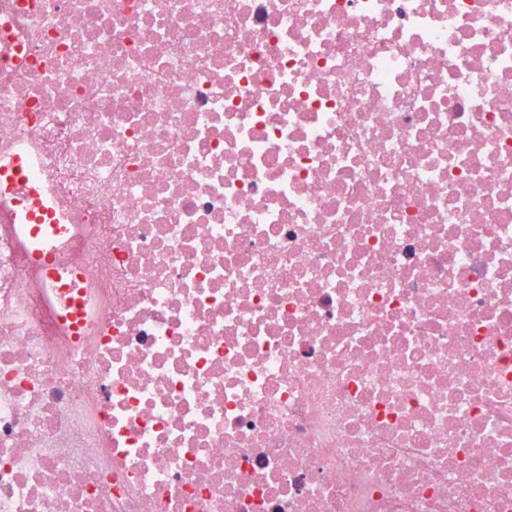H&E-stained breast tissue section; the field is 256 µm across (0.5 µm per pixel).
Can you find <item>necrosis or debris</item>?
I'll list each match as a JSON object with an SVG mask.
<instances>
[{"label": "necrosis or debris", "mask_w": 512, "mask_h": 512, "mask_svg": "<svg viewBox=\"0 0 512 512\" xmlns=\"http://www.w3.org/2000/svg\"><path fill=\"white\" fill-rule=\"evenodd\" d=\"M30 142L0 512H512V0H0ZM14 224H19L29 246V257L39 282L50 284L58 277L59 264L54 251L48 245L50 236L64 230L63 216L57 211L55 193L48 186L36 210H18Z\"/></svg>", "instance_id": "4bbe7bcc"}]
</instances>
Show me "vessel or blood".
<instances>
[{"label":"vessel or blood","instance_id":"1","mask_svg":"<svg viewBox=\"0 0 512 512\" xmlns=\"http://www.w3.org/2000/svg\"><path fill=\"white\" fill-rule=\"evenodd\" d=\"M36 147H28L15 154L6 164L0 165V189L12 188L32 180L38 173ZM27 244L32 267L41 283L49 284L58 277L59 265L48 245L49 237L62 233L63 216L58 212L53 189H46L37 209L19 210L15 213Z\"/></svg>","mask_w":512,"mask_h":512}]
</instances>
